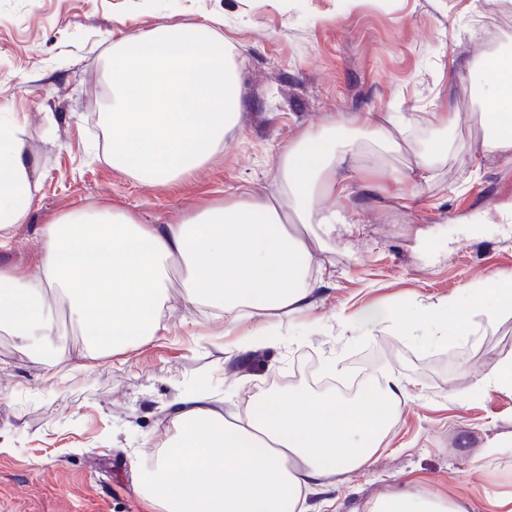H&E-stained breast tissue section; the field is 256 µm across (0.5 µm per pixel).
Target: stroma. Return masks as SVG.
Returning <instances> with one entry per match:
<instances>
[{
  "instance_id": "stroma-1",
  "label": "stroma",
  "mask_w": 512,
  "mask_h": 512,
  "mask_svg": "<svg viewBox=\"0 0 512 512\" xmlns=\"http://www.w3.org/2000/svg\"><path fill=\"white\" fill-rule=\"evenodd\" d=\"M211 28L239 73L242 107L224 144L198 170L158 185L113 168L102 149L114 42L155 29ZM497 29L512 57V0H0V121L17 122L37 164L32 207L0 260L37 258L49 216L112 203L147 224L250 193L291 203L278 156L300 131L358 112L410 119L409 141L385 160L348 163L347 221L311 242L326 286L303 315L279 326L277 344L225 356L224 321L185 307L178 282L165 302L164 335L99 354L80 368L88 341L67 308L58 325L71 360L44 380L41 352L0 332V512H152L134 493L129 449L174 432L171 404L204 384L230 410L296 390L323 392L324 362L345 375L391 370L405 387L400 420L372 466L343 473L321 512H366L378 493L410 487L462 497L468 512L512 493V449L488 438L512 430V397L475 389L487 365L512 354V315L475 319L471 336L430 345V328L366 330L363 307L410 312L453 303L512 272V157L480 149L484 108L473 82ZM453 112L455 126L433 122ZM446 141L428 180L412 183L414 153Z\"/></svg>"
}]
</instances>
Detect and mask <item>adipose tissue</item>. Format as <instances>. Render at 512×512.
Instances as JSON below:
<instances>
[{"label": "adipose tissue", "mask_w": 512, "mask_h": 512, "mask_svg": "<svg viewBox=\"0 0 512 512\" xmlns=\"http://www.w3.org/2000/svg\"><path fill=\"white\" fill-rule=\"evenodd\" d=\"M489 133L481 148L512 154V69H494L482 92ZM378 157L397 147L379 113L349 123L304 130L279 155V174L298 221L322 233L336 229L339 211L314 209L316 197L345 193L339 170L356 143ZM36 165L21 128L0 123V247L29 213ZM41 254L17 271L0 263V329L43 350L45 379L56 377L68 351L56 303L68 301L89 338L88 356L144 344L166 329L163 307L171 280L189 306H206L236 327L251 310L290 317L303 313L319 280L308 277L311 252L270 200L247 195L190 216L180 224H145L134 213L75 208L41 227ZM472 310L492 319L512 313V274L488 281ZM358 321L390 320L402 333L420 326L441 338L467 336L469 324L446 310L410 313L362 310ZM402 382L391 371L371 376L357 398L298 390L227 411L206 389L181 391L173 402L176 434L133 453L132 485L159 512H311L308 495L334 487L339 474L367 470L399 421ZM366 512H468L461 499L410 489L380 493Z\"/></svg>", "instance_id": "1"}]
</instances>
